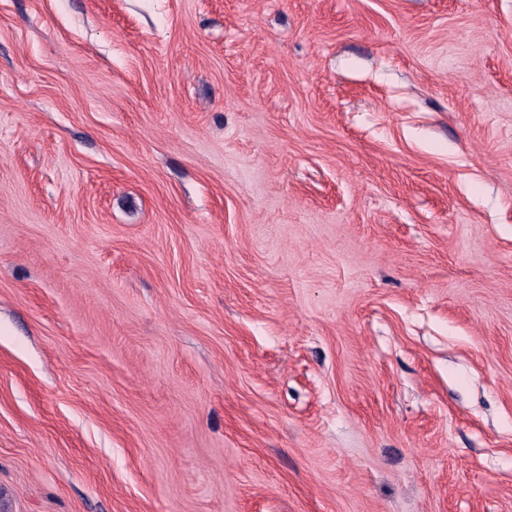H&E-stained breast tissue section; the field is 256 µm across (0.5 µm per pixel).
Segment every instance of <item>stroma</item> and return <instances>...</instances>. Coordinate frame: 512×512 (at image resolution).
Returning a JSON list of instances; mask_svg holds the SVG:
<instances>
[{
    "instance_id": "stroma-1",
    "label": "stroma",
    "mask_w": 512,
    "mask_h": 512,
    "mask_svg": "<svg viewBox=\"0 0 512 512\" xmlns=\"http://www.w3.org/2000/svg\"><path fill=\"white\" fill-rule=\"evenodd\" d=\"M6 512H512V0H0Z\"/></svg>"
}]
</instances>
